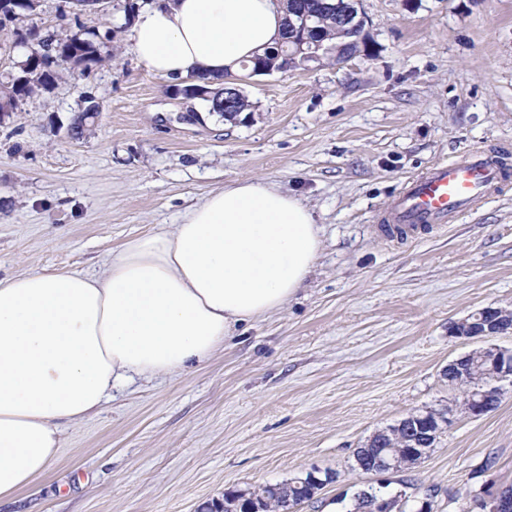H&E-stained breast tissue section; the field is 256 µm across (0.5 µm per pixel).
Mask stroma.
Returning <instances> with one entry per match:
<instances>
[{
    "label": "stroma",
    "mask_w": 512,
    "mask_h": 512,
    "mask_svg": "<svg viewBox=\"0 0 512 512\" xmlns=\"http://www.w3.org/2000/svg\"><path fill=\"white\" fill-rule=\"evenodd\" d=\"M0 31V76L26 55L19 32L118 28L112 57L64 72L0 122V277L101 271L127 239L171 228L210 191L245 176L299 196L322 248L287 307L242 325L201 364L112 390L65 425L49 470L0 512H199L231 489L312 470L337 474L296 512H350L387 480L396 512H467L512 488V385L500 406L457 417L412 468L379 478L353 454L409 413L447 407L443 374L470 351L451 322L512 308V175L446 229L396 241L380 216L404 183L473 147L512 164V0H363L373 58L242 74L234 119L188 108L128 49L122 0ZM83 138L68 133L85 100ZM493 468H486L487 460ZM98 112L99 105L93 102L76 112L70 123V132L72 135L78 139L82 138L97 117Z\"/></svg>",
    "instance_id": "35a3bbf8"
}]
</instances>
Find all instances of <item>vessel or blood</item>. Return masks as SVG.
I'll use <instances>...</instances> for the list:
<instances>
[{
    "label": "vessel or blood",
    "instance_id": "obj_1",
    "mask_svg": "<svg viewBox=\"0 0 512 512\" xmlns=\"http://www.w3.org/2000/svg\"><path fill=\"white\" fill-rule=\"evenodd\" d=\"M506 178L504 169L482 149L437 166L406 182L382 221L397 234L414 237L453 222L486 203Z\"/></svg>",
    "mask_w": 512,
    "mask_h": 512
}]
</instances>
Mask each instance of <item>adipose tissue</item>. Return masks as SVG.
Segmentation results:
<instances>
[{
    "instance_id": "obj_1",
    "label": "adipose tissue",
    "mask_w": 512,
    "mask_h": 512,
    "mask_svg": "<svg viewBox=\"0 0 512 512\" xmlns=\"http://www.w3.org/2000/svg\"><path fill=\"white\" fill-rule=\"evenodd\" d=\"M282 0H153L129 34L157 76L219 87L275 45ZM323 229L297 196L245 177L174 229L128 239L102 275L0 278V502L43 475L60 426L133 377L207 360L238 326L282 311L313 271Z\"/></svg>"
}]
</instances>
